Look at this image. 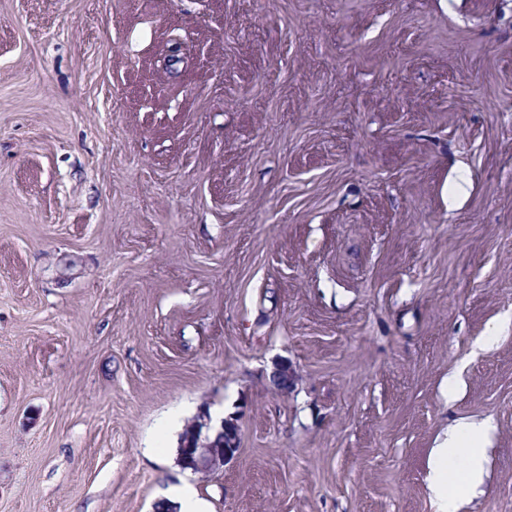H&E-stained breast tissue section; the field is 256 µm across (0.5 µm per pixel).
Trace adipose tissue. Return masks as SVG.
I'll return each mask as SVG.
<instances>
[{
    "instance_id": "ef3b65f1",
    "label": "adipose tissue",
    "mask_w": 512,
    "mask_h": 512,
    "mask_svg": "<svg viewBox=\"0 0 512 512\" xmlns=\"http://www.w3.org/2000/svg\"><path fill=\"white\" fill-rule=\"evenodd\" d=\"M491 435L490 424H464L449 435L446 447L437 449L429 481L439 512H455L457 500L480 481Z\"/></svg>"
}]
</instances>
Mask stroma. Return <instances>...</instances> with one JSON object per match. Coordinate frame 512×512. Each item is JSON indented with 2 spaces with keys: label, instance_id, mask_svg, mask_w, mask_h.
I'll return each mask as SVG.
<instances>
[{
  "label": "stroma",
  "instance_id": "stroma-1",
  "mask_svg": "<svg viewBox=\"0 0 512 512\" xmlns=\"http://www.w3.org/2000/svg\"><path fill=\"white\" fill-rule=\"evenodd\" d=\"M486 420L457 512H512V0H0V512H438ZM216 432V436L212 439L203 436L202 432L198 433V430L195 431L191 447H189L191 454L187 461L193 473L210 475L236 457L240 442L238 421L223 417ZM220 434H223V438L216 444V439ZM491 435L488 423L463 424L449 435L446 447L437 449L429 481L440 512H455L457 500L481 480L483 449ZM450 457L458 459L453 467L457 478L452 476Z\"/></svg>",
  "mask_w": 512,
  "mask_h": 512
}]
</instances>
